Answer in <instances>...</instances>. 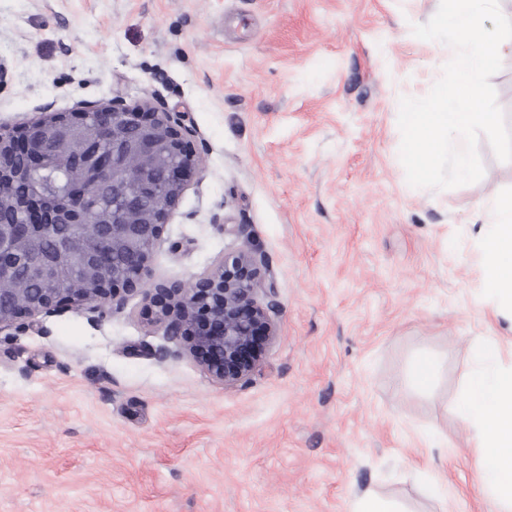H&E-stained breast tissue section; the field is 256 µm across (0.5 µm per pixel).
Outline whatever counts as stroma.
<instances>
[{
    "label": "stroma",
    "mask_w": 512,
    "mask_h": 512,
    "mask_svg": "<svg viewBox=\"0 0 512 512\" xmlns=\"http://www.w3.org/2000/svg\"><path fill=\"white\" fill-rule=\"evenodd\" d=\"M440 0H0V126L87 101L184 115L203 164L151 259L191 280L240 246L276 286V338L227 387L163 339L142 296L0 332V512H495L458 405L483 357L512 368L475 206L483 178L411 187L397 102L451 53L413 36ZM246 227V238L225 233ZM431 393L395 388L414 352ZM352 512H404L393 502L382 499L373 492H365L353 502Z\"/></svg>",
    "instance_id": "35a3bbf8"
}]
</instances>
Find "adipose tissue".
<instances>
[{
    "label": "adipose tissue",
    "instance_id": "1",
    "mask_svg": "<svg viewBox=\"0 0 512 512\" xmlns=\"http://www.w3.org/2000/svg\"><path fill=\"white\" fill-rule=\"evenodd\" d=\"M477 217L492 227L484 238L482 270L497 309L512 315V195L490 192ZM459 410L477 431V471L496 512H512V373L476 374Z\"/></svg>",
    "mask_w": 512,
    "mask_h": 512
}]
</instances>
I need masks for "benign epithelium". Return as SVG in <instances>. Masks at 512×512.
I'll list each match as a JSON object with an SVG mask.
<instances>
[{
    "instance_id": "7a95c632",
    "label": "benign epithelium",
    "mask_w": 512,
    "mask_h": 512,
    "mask_svg": "<svg viewBox=\"0 0 512 512\" xmlns=\"http://www.w3.org/2000/svg\"><path fill=\"white\" fill-rule=\"evenodd\" d=\"M192 137L178 113L116 98L75 112L45 109L14 130L0 128V282L20 284L0 290V332L64 308L120 312L139 293L155 307L158 359L191 357L226 387L249 379L261 363L258 341L276 338L275 284L263 257L240 249L188 282H151L163 228L199 169ZM46 170L69 179L9 192ZM91 200L101 202L92 224ZM46 239L52 248L42 246ZM108 255L127 262L109 265Z\"/></svg>"
}]
</instances>
